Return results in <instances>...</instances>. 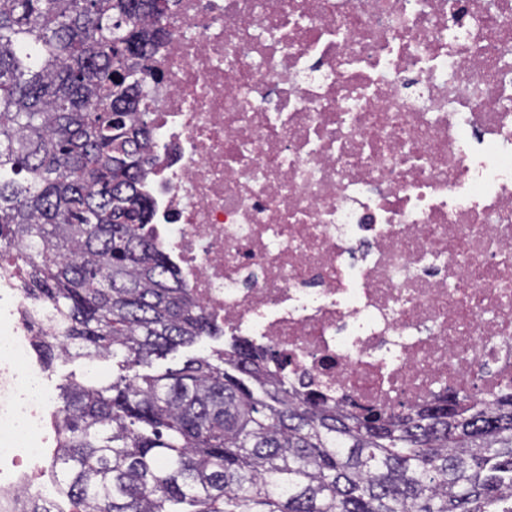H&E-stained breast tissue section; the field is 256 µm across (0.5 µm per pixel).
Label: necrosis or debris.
Here are the masks:
<instances>
[{
    "label": "necrosis or debris",
    "instance_id": "obj_1",
    "mask_svg": "<svg viewBox=\"0 0 512 512\" xmlns=\"http://www.w3.org/2000/svg\"><path fill=\"white\" fill-rule=\"evenodd\" d=\"M153 240L282 377L382 409L512 379V0H174ZM0 313V512L54 506Z\"/></svg>",
    "mask_w": 512,
    "mask_h": 512
}]
</instances>
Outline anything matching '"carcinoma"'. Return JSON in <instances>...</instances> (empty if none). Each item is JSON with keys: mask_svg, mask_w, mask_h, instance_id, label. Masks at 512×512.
Listing matches in <instances>:
<instances>
[{"mask_svg": "<svg viewBox=\"0 0 512 512\" xmlns=\"http://www.w3.org/2000/svg\"><path fill=\"white\" fill-rule=\"evenodd\" d=\"M171 0H0V277L36 354L122 357L60 387L51 472L73 512H512V388L357 414L234 342L152 238L143 100Z\"/></svg>", "mask_w": 512, "mask_h": 512, "instance_id": "obj_1", "label": "carcinoma"}]
</instances>
